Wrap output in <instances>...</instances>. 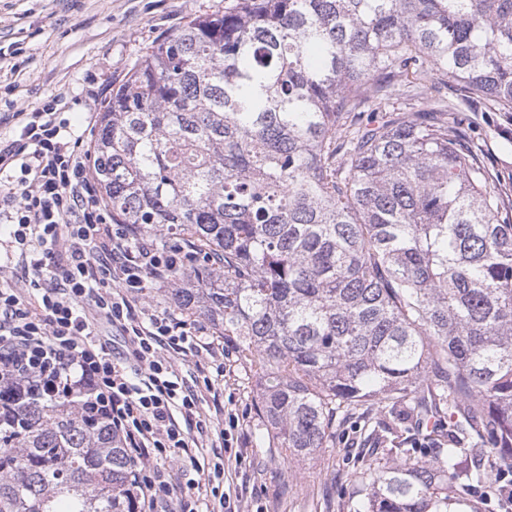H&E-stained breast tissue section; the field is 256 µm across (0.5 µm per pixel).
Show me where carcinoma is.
Listing matches in <instances>:
<instances>
[{
	"instance_id": "1",
	"label": "carcinoma",
	"mask_w": 512,
	"mask_h": 512,
	"mask_svg": "<svg viewBox=\"0 0 512 512\" xmlns=\"http://www.w3.org/2000/svg\"><path fill=\"white\" fill-rule=\"evenodd\" d=\"M450 82L512 112V0H224L101 112L112 220L222 258L176 271L172 299L249 365L260 438L310 460L336 421L401 405L349 512H481L459 485L512 467V198ZM404 420L448 425V447H403ZM473 448L499 464L462 469ZM0 512H135L109 421L0 401Z\"/></svg>"
}]
</instances>
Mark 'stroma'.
<instances>
[{
  "label": "stroma",
  "instance_id": "1",
  "mask_svg": "<svg viewBox=\"0 0 512 512\" xmlns=\"http://www.w3.org/2000/svg\"><path fill=\"white\" fill-rule=\"evenodd\" d=\"M223 0H0V46L22 42L31 62L12 94L16 108L32 110L47 98L85 97L86 76L107 93L124 77L139 51L179 29L189 17L221 7ZM467 121L486 161L512 172V115L465 105ZM230 378L216 379L221 401H233L243 417L240 461L229 482L243 489L244 512H347L357 473L383 446L366 442L359 418L337 425L336 436L318 457L299 463L260 442L254 409L257 383L238 355Z\"/></svg>",
  "mask_w": 512,
  "mask_h": 512
}]
</instances>
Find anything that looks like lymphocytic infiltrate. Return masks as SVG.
<instances>
[{
  "label": "lymphocytic infiltrate",
  "instance_id": "lymphocytic-infiltrate-1",
  "mask_svg": "<svg viewBox=\"0 0 512 512\" xmlns=\"http://www.w3.org/2000/svg\"><path fill=\"white\" fill-rule=\"evenodd\" d=\"M55 96L32 111H4L0 125V393L65 398L109 420L130 461L138 512H242L224 491L233 448L242 442L235 409L187 385L166 352L208 355L224 373L225 350L195 318L153 311L147 288L171 284L193 262L194 245L167 242L134 224H116L93 173L94 145L61 115ZM120 329L117 357L96 339L94 324ZM223 429H216V418ZM189 459L194 475L178 500L173 461Z\"/></svg>",
  "mask_w": 512,
  "mask_h": 512
}]
</instances>
